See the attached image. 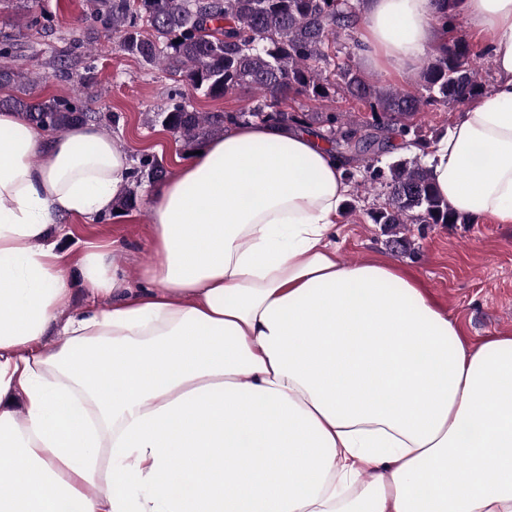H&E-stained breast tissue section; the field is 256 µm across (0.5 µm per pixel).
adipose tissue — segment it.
I'll return each instance as SVG.
<instances>
[{
  "label": "adipose tissue",
  "instance_id": "adipose-tissue-1",
  "mask_svg": "<svg viewBox=\"0 0 512 512\" xmlns=\"http://www.w3.org/2000/svg\"><path fill=\"white\" fill-rule=\"evenodd\" d=\"M456 10L497 80L428 168L511 224L512 0ZM358 24L383 74L448 42L435 0ZM199 149L147 197L153 261L132 282L88 245L106 303L64 317L53 219L110 215L131 161L96 124L0 111V512H512V336L470 343L401 266L338 258L349 185L315 136L250 120Z\"/></svg>",
  "mask_w": 512,
  "mask_h": 512
}]
</instances>
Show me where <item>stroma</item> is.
Instances as JSON below:
<instances>
[{"instance_id":"obj_1","label":"stroma","mask_w":512,"mask_h":512,"mask_svg":"<svg viewBox=\"0 0 512 512\" xmlns=\"http://www.w3.org/2000/svg\"><path fill=\"white\" fill-rule=\"evenodd\" d=\"M33 12L52 15V31L36 33L23 27L13 8L0 4V41L11 40L21 62H40V82L31 89L40 97L70 98L81 87L84 69L73 65L69 77L56 76L57 61L70 58L71 39L84 9V0H28ZM94 54V87L99 93L94 106L108 119L102 129L125 150L130 159L141 154L156 155L169 175L177 173V159L189 147L161 126L148 123L149 113L164 107L177 84L161 70L120 48L116 33L87 34ZM291 112H346L363 121L366 106L344 92L325 101L297 96L284 105ZM459 109H431L415 118L413 136L394 137L392 153L379 159L380 167L400 158L420 154L414 138L436 143L448 134ZM154 182H142L138 203L132 210L92 221L76 216L55 217L51 240L57 253L70 266V310L96 305L97 300L83 286L79 261L88 243L118 242L122 251L118 263L126 276H136L149 263V216L145 197L157 190ZM354 213H339L333 240L337 255L346 262H392L408 268L427 287L429 296L454 320L463 336L481 342L512 335V224L499 223L492 216L474 217L468 224H406L402 236L410 251L396 248L393 235L384 225L372 223L368 213L383 201L381 190L363 191L350 186Z\"/></svg>"}]
</instances>
